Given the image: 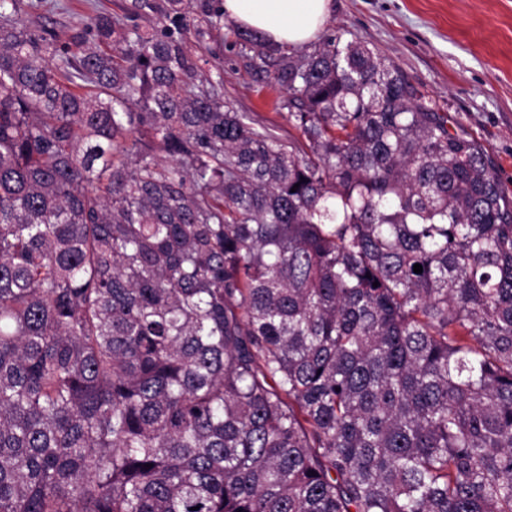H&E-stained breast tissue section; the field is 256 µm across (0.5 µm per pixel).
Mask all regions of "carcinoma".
Segmentation results:
<instances>
[{
  "label": "carcinoma",
  "mask_w": 512,
  "mask_h": 512,
  "mask_svg": "<svg viewBox=\"0 0 512 512\" xmlns=\"http://www.w3.org/2000/svg\"><path fill=\"white\" fill-rule=\"evenodd\" d=\"M22 11L0 512H512V197L481 145L334 29L298 56L238 34L284 141L199 74L223 0L65 39Z\"/></svg>",
  "instance_id": "cac0c4a2"
}]
</instances>
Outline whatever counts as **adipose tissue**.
<instances>
[{
  "label": "adipose tissue",
  "mask_w": 512,
  "mask_h": 512,
  "mask_svg": "<svg viewBox=\"0 0 512 512\" xmlns=\"http://www.w3.org/2000/svg\"><path fill=\"white\" fill-rule=\"evenodd\" d=\"M333 0H224V14L270 43L297 49L314 41L330 18Z\"/></svg>",
  "instance_id": "ef3b65f1"
}]
</instances>
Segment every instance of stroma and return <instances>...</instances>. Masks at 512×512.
Here are the masks:
<instances>
[{"label": "stroma", "instance_id": "obj_1", "mask_svg": "<svg viewBox=\"0 0 512 512\" xmlns=\"http://www.w3.org/2000/svg\"><path fill=\"white\" fill-rule=\"evenodd\" d=\"M54 9H28L30 26L60 33L89 23V0H53ZM329 27L344 40L367 44L448 115L450 131L485 149L512 192V0H334ZM238 26L222 19L206 37L200 68L221 77L224 99L296 135L288 122L287 94L272 74L251 70Z\"/></svg>", "mask_w": 512, "mask_h": 512}]
</instances>
